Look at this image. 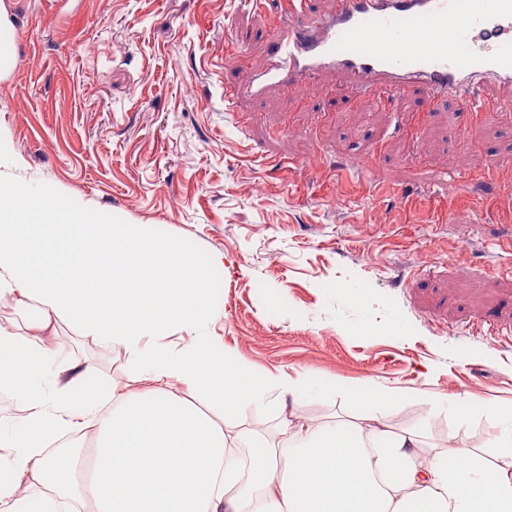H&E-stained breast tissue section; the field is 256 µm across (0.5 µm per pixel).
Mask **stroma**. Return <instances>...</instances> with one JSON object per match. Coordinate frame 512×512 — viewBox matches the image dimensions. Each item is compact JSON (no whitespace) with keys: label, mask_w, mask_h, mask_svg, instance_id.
<instances>
[{"label":"stroma","mask_w":512,"mask_h":512,"mask_svg":"<svg viewBox=\"0 0 512 512\" xmlns=\"http://www.w3.org/2000/svg\"><path fill=\"white\" fill-rule=\"evenodd\" d=\"M0 1L11 23L0 40L15 57L0 79L13 147L0 172L201 262L223 255L196 333L254 373L345 385L299 401L301 422L362 417L347 391L366 382L405 392L386 419L428 446L458 432V394L512 405V250L500 247L512 223L492 218L512 201L481 181L512 167V120L480 126L469 152L456 141L468 115L441 104L409 155L405 120L423 99L350 102L328 76L300 102L275 89L241 102L243 128L224 109V76L237 71L225 34L260 65L271 15L235 14L229 0ZM446 173L462 178L455 194L436 186ZM378 182L429 205L404 213ZM381 316L396 332L371 331ZM56 343L102 380L127 382L120 351L102 359L64 324Z\"/></svg>","instance_id":"1"}]
</instances>
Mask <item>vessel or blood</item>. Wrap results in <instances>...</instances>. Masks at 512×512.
I'll return each mask as SVG.
<instances>
[{
    "mask_svg": "<svg viewBox=\"0 0 512 512\" xmlns=\"http://www.w3.org/2000/svg\"><path fill=\"white\" fill-rule=\"evenodd\" d=\"M244 14L275 3L278 23L265 38L266 64L246 78L224 81V109L276 89L301 99L325 74L350 81L388 102L422 95L427 105L449 102L473 122L512 114V0H336L333 13L315 15L310 0H237Z\"/></svg>",
    "mask_w": 512,
    "mask_h": 512,
    "instance_id": "obj_1",
    "label": "vessel or blood"
}]
</instances>
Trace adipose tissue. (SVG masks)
<instances>
[{"label":"adipose tissue","instance_id":"ef3b65f1","mask_svg":"<svg viewBox=\"0 0 512 512\" xmlns=\"http://www.w3.org/2000/svg\"><path fill=\"white\" fill-rule=\"evenodd\" d=\"M209 294L205 269L176 244L0 178V299L23 315L0 326V385L17 408L0 428V512H512V406L453 403L460 425L478 414L499 428L491 461L465 434L421 455L419 434L382 416L402 390L372 383L348 393L370 409L363 423L288 413L281 446L243 428L253 405L296 402L311 380L256 375L207 336L169 341L209 318ZM62 324L121 351L139 390L94 383L76 364L38 384L61 355ZM73 433L82 466L54 446Z\"/></svg>","mask_w":512,"mask_h":512}]
</instances>
